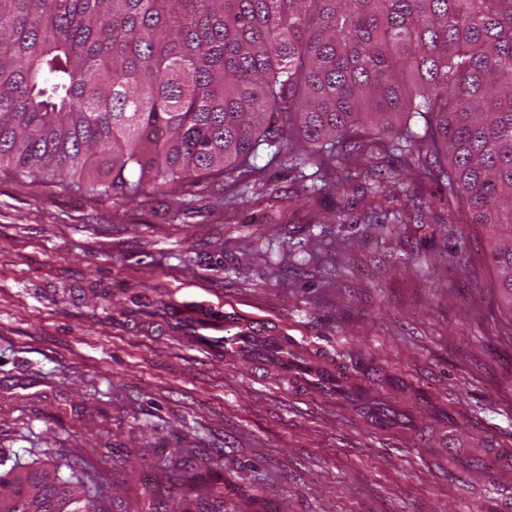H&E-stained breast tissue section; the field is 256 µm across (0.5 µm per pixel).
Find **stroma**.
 <instances>
[{"label": "stroma", "instance_id": "35a3bbf8", "mask_svg": "<svg viewBox=\"0 0 512 512\" xmlns=\"http://www.w3.org/2000/svg\"><path fill=\"white\" fill-rule=\"evenodd\" d=\"M258 163L132 200L0 170V451L72 471L95 512L512 508V308L488 228L438 203L422 224H336L335 190L302 209L295 171ZM142 291L161 309L134 307ZM201 301L377 379L394 429L208 358L168 319Z\"/></svg>", "mask_w": 512, "mask_h": 512}]
</instances>
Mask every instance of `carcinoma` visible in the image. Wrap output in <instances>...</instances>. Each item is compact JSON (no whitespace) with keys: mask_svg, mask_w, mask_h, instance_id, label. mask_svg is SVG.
Segmentation results:
<instances>
[{"mask_svg":"<svg viewBox=\"0 0 512 512\" xmlns=\"http://www.w3.org/2000/svg\"><path fill=\"white\" fill-rule=\"evenodd\" d=\"M374 140L492 228L512 303V0H0V165L32 184L133 199L264 152L334 223H402ZM14 483L0 512H93L58 467Z\"/></svg>","mask_w":512,"mask_h":512,"instance_id":"carcinoma-1","label":"carcinoma"}]
</instances>
